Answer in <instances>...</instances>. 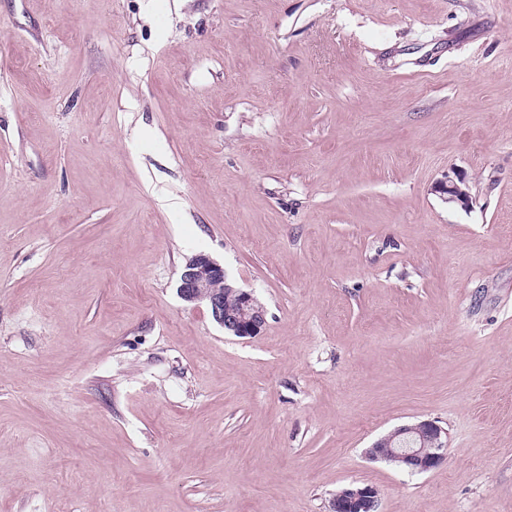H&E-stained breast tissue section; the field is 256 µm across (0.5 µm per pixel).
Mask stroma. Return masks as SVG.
<instances>
[{"mask_svg":"<svg viewBox=\"0 0 512 512\" xmlns=\"http://www.w3.org/2000/svg\"><path fill=\"white\" fill-rule=\"evenodd\" d=\"M422 420L441 467L366 458ZM351 483L512 512V0H0V512ZM435 189V192L439 193L446 203L465 204L469 202V187L462 179L440 181ZM178 291L186 302H205L213 319L236 337L258 336L266 324V312L253 293L230 284L224 268L206 255L189 260L180 276ZM227 292L236 298L235 311L225 309L233 307V299L225 302L224 308Z\"/></svg>","mask_w":512,"mask_h":512,"instance_id":"stroma-1","label":"stroma"}]
</instances>
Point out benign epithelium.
Masks as SVG:
<instances>
[{
  "instance_id": "1",
  "label": "benign epithelium",
  "mask_w": 512,
  "mask_h": 512,
  "mask_svg": "<svg viewBox=\"0 0 512 512\" xmlns=\"http://www.w3.org/2000/svg\"><path fill=\"white\" fill-rule=\"evenodd\" d=\"M436 192L447 203H467L469 187L461 180L439 182ZM178 291L190 303L204 302L213 319L224 330L239 338L259 335L266 324V312L253 293L229 283L224 267L199 254L180 276ZM235 296L237 309L224 308L225 294ZM448 432L437 422L423 420L399 427L376 441L367 451L373 460L383 459L402 466L410 473H426L439 468L447 459ZM378 492L371 485H348L335 494L332 512H377Z\"/></svg>"
}]
</instances>
